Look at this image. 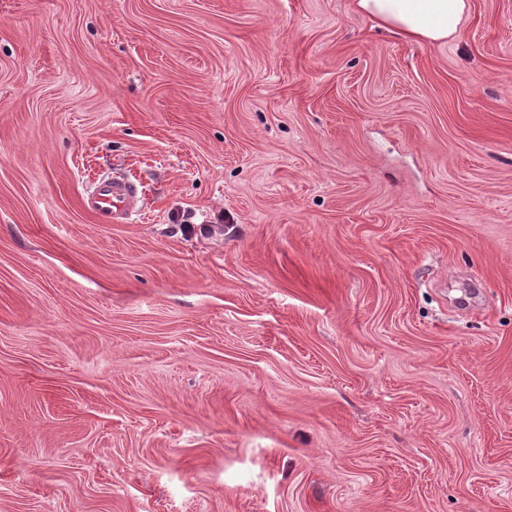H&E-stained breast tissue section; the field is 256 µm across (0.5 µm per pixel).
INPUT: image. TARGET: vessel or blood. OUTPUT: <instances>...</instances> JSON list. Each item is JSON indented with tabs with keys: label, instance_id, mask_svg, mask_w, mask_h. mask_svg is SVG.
<instances>
[{
	"label": "vessel or blood",
	"instance_id": "b4317fda",
	"mask_svg": "<svg viewBox=\"0 0 512 512\" xmlns=\"http://www.w3.org/2000/svg\"><path fill=\"white\" fill-rule=\"evenodd\" d=\"M83 208L99 224H122L138 214V190L123 179L99 183L82 198Z\"/></svg>",
	"mask_w": 512,
	"mask_h": 512
}]
</instances>
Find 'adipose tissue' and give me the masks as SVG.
<instances>
[{"mask_svg":"<svg viewBox=\"0 0 512 512\" xmlns=\"http://www.w3.org/2000/svg\"><path fill=\"white\" fill-rule=\"evenodd\" d=\"M373 27L415 43L444 44L454 38L470 0H355Z\"/></svg>","mask_w":512,"mask_h":512,"instance_id":"adipose-tissue-1","label":"adipose tissue"}]
</instances>
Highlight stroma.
Masks as SVG:
<instances>
[{
	"mask_svg": "<svg viewBox=\"0 0 512 512\" xmlns=\"http://www.w3.org/2000/svg\"><path fill=\"white\" fill-rule=\"evenodd\" d=\"M0 512H512V0H0ZM355 9L372 27L399 39L444 44L458 34L470 0H355ZM82 206L98 224L128 223L140 212L137 187L124 179L99 183L83 196Z\"/></svg>",
	"mask_w": 512,
	"mask_h": 512,
	"instance_id": "stroma-1",
	"label": "stroma"
}]
</instances>
